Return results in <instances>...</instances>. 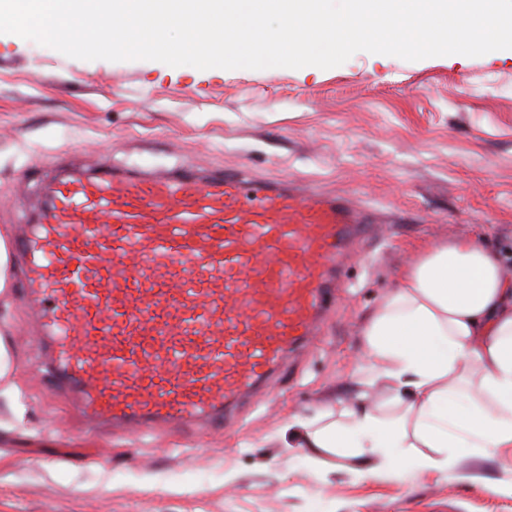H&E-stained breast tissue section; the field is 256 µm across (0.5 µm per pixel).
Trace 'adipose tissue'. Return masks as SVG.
Returning <instances> with one entry per match:
<instances>
[{
    "label": "adipose tissue",
    "mask_w": 512,
    "mask_h": 512,
    "mask_svg": "<svg viewBox=\"0 0 512 512\" xmlns=\"http://www.w3.org/2000/svg\"><path fill=\"white\" fill-rule=\"evenodd\" d=\"M365 386L384 382L390 413L366 394L285 420L315 468L343 457L359 475L401 481L512 449V276L467 238L422 248L365 319Z\"/></svg>",
    "instance_id": "obj_1"
}]
</instances>
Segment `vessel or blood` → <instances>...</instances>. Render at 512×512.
Returning a JSON list of instances; mask_svg holds the SVG:
<instances>
[{
  "instance_id": "1",
  "label": "vessel or blood",
  "mask_w": 512,
  "mask_h": 512,
  "mask_svg": "<svg viewBox=\"0 0 512 512\" xmlns=\"http://www.w3.org/2000/svg\"><path fill=\"white\" fill-rule=\"evenodd\" d=\"M374 230L347 199L242 170L63 164L13 239L44 383L92 431L221 425L321 332Z\"/></svg>"
}]
</instances>
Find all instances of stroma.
Instances as JSON below:
<instances>
[{"label": "stroma", "mask_w": 512, "mask_h": 512, "mask_svg": "<svg viewBox=\"0 0 512 512\" xmlns=\"http://www.w3.org/2000/svg\"><path fill=\"white\" fill-rule=\"evenodd\" d=\"M63 156L95 169H244L356 199L383 225L292 377L210 431L85 435L46 390L15 281L0 292L13 398H0V512H512V452L402 482L335 457L311 468L275 433L348 401L360 330L418 249L470 237L512 276V49L465 63L360 51L330 69L86 61L0 34V236ZM498 493L486 490V482Z\"/></svg>", "instance_id": "35a3bbf8"}]
</instances>
